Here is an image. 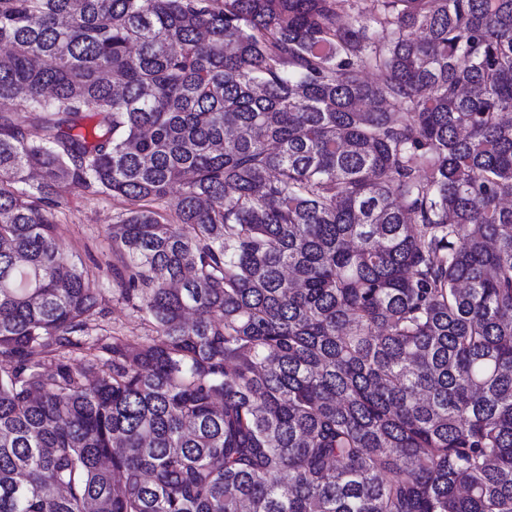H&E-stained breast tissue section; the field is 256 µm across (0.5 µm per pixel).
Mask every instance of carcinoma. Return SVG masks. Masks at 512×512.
<instances>
[{
	"label": "carcinoma",
	"instance_id": "cac0c4a2",
	"mask_svg": "<svg viewBox=\"0 0 512 512\" xmlns=\"http://www.w3.org/2000/svg\"><path fill=\"white\" fill-rule=\"evenodd\" d=\"M376 2L0 0V512H512V0ZM119 200L103 195H91L79 188H71L61 199L60 248L70 257L79 253L88 262L94 259L100 270L90 281V288L101 293L102 314L97 317L95 333L108 334L113 331L126 336H150L151 325L142 321L118 295L112 294V239L110 225L113 216L120 211Z\"/></svg>",
	"mask_w": 512,
	"mask_h": 512
}]
</instances>
